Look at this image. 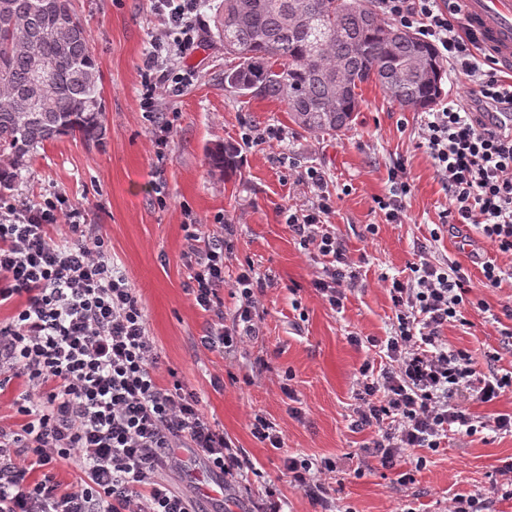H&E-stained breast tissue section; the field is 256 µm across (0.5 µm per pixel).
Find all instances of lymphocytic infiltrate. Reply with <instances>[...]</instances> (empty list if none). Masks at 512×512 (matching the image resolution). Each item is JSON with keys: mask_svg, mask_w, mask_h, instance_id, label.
I'll use <instances>...</instances> for the list:
<instances>
[{"mask_svg": "<svg viewBox=\"0 0 512 512\" xmlns=\"http://www.w3.org/2000/svg\"><path fill=\"white\" fill-rule=\"evenodd\" d=\"M201 0H150L164 28L152 40L142 70L141 109L156 114L158 87L180 84L176 66L191 55L203 27ZM380 16L413 31L472 84L474 106L446 101L425 113L420 145L433 160L448 193L441 227L473 226L498 252L512 256V129L493 121L512 107V82L460 21L457 0H377ZM389 191L376 200L386 223L403 218L411 192L404 161L388 171ZM294 185L310 192L305 209L289 213V231L305 249L327 257L313 285L332 309L360 272L340 239L328 231L335 202L323 172H297ZM231 225L204 239L189 265L193 303L215 322L201 346L236 355L259 335L252 265L227 277L235 243ZM473 285L461 266L430 258L411 263L404 277L385 279L392 310L389 336L370 339L383 362L365 358L355 373L352 429L371 431L365 456L396 468L415 448L438 451L449 436L465 439L490 430L512 432V415L493 422L469 412L467 401L489 403L512 391V371L485 373L472 356L450 348L442 332L467 326L469 308L484 309L475 289L512 278L487 262ZM240 305L224 324V286ZM14 305L0 322V389L20 379L24 388L9 405L17 422L0 423V512H195L164 474L176 470L180 450L190 451L225 482L257 469L224 428L202 411L200 398L175 370L160 374L157 345L144 308L115 265L103 235L88 231L85 209L53 191L30 205L0 198V306ZM73 464L79 480L63 487L54 465ZM291 484L321 512H336L329 494L339 466L332 458L286 455Z\"/></svg>", "mask_w": 512, "mask_h": 512, "instance_id": "obj_1", "label": "lymphocytic infiltrate"}]
</instances>
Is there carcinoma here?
<instances>
[{"label":"carcinoma","instance_id":"obj_1","mask_svg":"<svg viewBox=\"0 0 512 512\" xmlns=\"http://www.w3.org/2000/svg\"><path fill=\"white\" fill-rule=\"evenodd\" d=\"M210 34L224 42V87L286 106L305 132L335 134L360 108L356 89L378 83L401 106L426 109L445 68L415 33L379 20L373 0H221ZM101 75L72 0H0V190L34 150L62 136L95 145L106 135ZM213 172L230 150L208 154Z\"/></svg>","mask_w":512,"mask_h":512}]
</instances>
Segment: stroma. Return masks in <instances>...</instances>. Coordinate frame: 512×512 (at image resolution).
<instances>
[{
	"label": "stroma",
	"mask_w": 512,
	"mask_h": 512,
	"mask_svg": "<svg viewBox=\"0 0 512 512\" xmlns=\"http://www.w3.org/2000/svg\"><path fill=\"white\" fill-rule=\"evenodd\" d=\"M87 28L102 76V109L107 127L103 143L90 147L77 137L45 143L33 157L12 196L30 203L60 190L86 209V221L108 240L112 257L140 298L149 333L163 368L179 372L201 398L205 415L219 422L265 477L275 481L285 512H318L317 506L284 474V452L345 461L362 457L370 431L349 428L354 404V374L368 354L354 336H387L391 302L381 275H398L414 261L417 247L428 244L430 257L459 264L473 283L482 264L512 260L483 240L472 227L457 226L432 241L430 233L448 206V194L433 162L418 148L423 114L393 103L369 82L358 90L361 105L348 130L334 135L303 132L288 118L283 104L235 96L224 88V45L202 33L185 61L180 94L159 91L163 118L173 120L167 159L157 163L155 125L140 108L142 68L159 22L148 0H74ZM274 126L286 133L281 147L247 148L244 126ZM224 145L234 164L224 176L211 174L208 150ZM404 160L412 192L404 200V221L389 224L374 199L386 195L388 170ZM323 171L337 194L330 228L352 257L363 258V285L348 292L342 310L330 308L313 286L321 259L304 250L286 224L289 209L307 200L293 187L291 170ZM232 224L236 255L230 270L251 263L267 281L259 295L264 309L257 339L233 357L200 346L213 316L197 308L188 293V257L196 243L186 226L200 220L208 234L217 218ZM378 227L376 235L367 225ZM471 328L448 326L449 345L468 351L481 370L489 352L512 369V346L485 324L482 313H468ZM293 375L295 399L280 389L284 372ZM252 383H245V376ZM223 379L215 387V379ZM260 414L276 423L284 451L264 447L251 434L248 417ZM182 474L169 483L192 496L198 512H252L260 484L225 487L223 495L205 494L214 476L190 453H182ZM512 464V434L449 441L428 454L414 484L397 481L398 470L375 468L356 478L343 476L333 486L338 505L352 512H444L457 493L487 492L497 469Z\"/></svg>",
	"instance_id": "stroma-1"
}]
</instances>
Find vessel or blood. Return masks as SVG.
I'll use <instances>...</instances> for the list:
<instances>
[{
	"instance_id": "1",
	"label": "vessel or blood",
	"mask_w": 512,
	"mask_h": 512,
	"mask_svg": "<svg viewBox=\"0 0 512 512\" xmlns=\"http://www.w3.org/2000/svg\"><path fill=\"white\" fill-rule=\"evenodd\" d=\"M468 29L499 62L512 67V0H459Z\"/></svg>"
}]
</instances>
